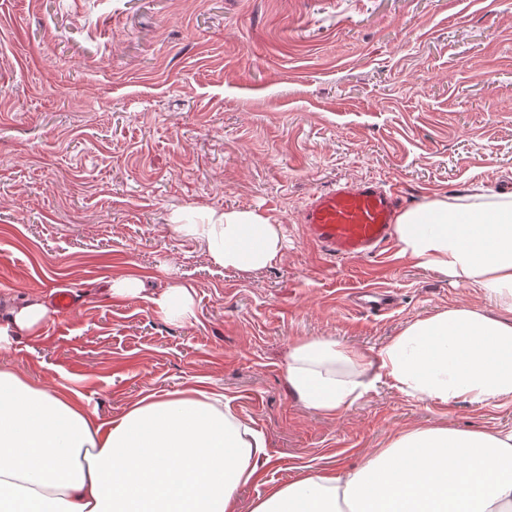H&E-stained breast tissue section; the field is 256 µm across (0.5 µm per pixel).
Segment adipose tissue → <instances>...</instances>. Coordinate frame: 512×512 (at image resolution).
<instances>
[{
  "instance_id": "ef3b65f1",
  "label": "adipose tissue",
  "mask_w": 512,
  "mask_h": 512,
  "mask_svg": "<svg viewBox=\"0 0 512 512\" xmlns=\"http://www.w3.org/2000/svg\"><path fill=\"white\" fill-rule=\"evenodd\" d=\"M171 229L241 271L276 264L286 246L282 225L253 210H210ZM393 234L400 255L477 288L491 310L437 312L374 353L300 341L288 354L289 391L329 416L385 377L420 400L512 402V197H437L402 210ZM48 312L36 298L12 307L0 350ZM266 455L263 434L216 389L148 395L101 423L78 391L0 370V512H237L239 489L257 481ZM252 512H512V430L402 431L358 467L273 487Z\"/></svg>"
}]
</instances>
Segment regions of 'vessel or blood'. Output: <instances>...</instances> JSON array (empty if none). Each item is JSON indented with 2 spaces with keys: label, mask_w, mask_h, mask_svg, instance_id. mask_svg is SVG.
<instances>
[{
  "label": "vessel or blood",
  "mask_w": 512,
  "mask_h": 512,
  "mask_svg": "<svg viewBox=\"0 0 512 512\" xmlns=\"http://www.w3.org/2000/svg\"><path fill=\"white\" fill-rule=\"evenodd\" d=\"M399 194L367 180L315 191L303 211L308 241L329 262L372 259L391 242Z\"/></svg>",
  "instance_id": "obj_1"
}]
</instances>
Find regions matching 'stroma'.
<instances>
[{
    "label": "stroma",
    "mask_w": 512,
    "mask_h": 512,
    "mask_svg": "<svg viewBox=\"0 0 512 512\" xmlns=\"http://www.w3.org/2000/svg\"><path fill=\"white\" fill-rule=\"evenodd\" d=\"M362 180L396 184L407 208L512 184V0H0V323L27 298L75 296L0 369L81 392L102 422L150 393L223 388L270 457L239 512L405 430L512 429V404L421 401L387 378L337 417L289 392L299 340L376 351L414 320L487 305L394 244L324 264L304 205ZM195 207L270 216L281 261L213 265L170 229ZM120 274L140 297L111 296ZM177 280L194 287L186 322L151 302ZM369 285L396 307L357 310Z\"/></svg>",
    "instance_id": "1"
}]
</instances>
